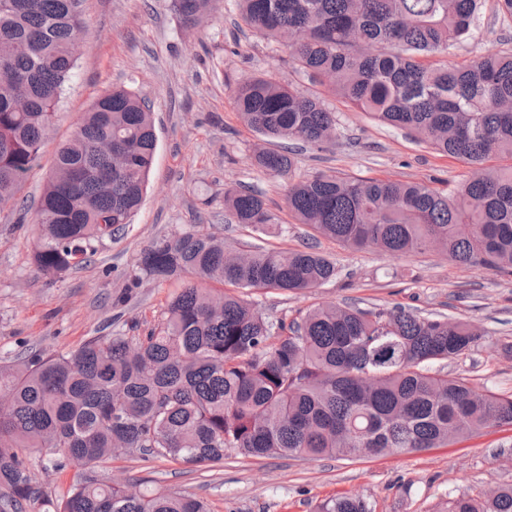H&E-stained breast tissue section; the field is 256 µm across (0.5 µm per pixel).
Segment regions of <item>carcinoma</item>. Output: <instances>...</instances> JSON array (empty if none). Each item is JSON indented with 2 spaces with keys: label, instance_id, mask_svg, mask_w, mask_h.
I'll return each instance as SVG.
<instances>
[{
  "label": "carcinoma",
  "instance_id": "obj_1",
  "mask_svg": "<svg viewBox=\"0 0 512 512\" xmlns=\"http://www.w3.org/2000/svg\"><path fill=\"white\" fill-rule=\"evenodd\" d=\"M245 24L267 41L288 34L297 69L354 107L413 132L460 160L471 175L450 192L419 182L317 173L294 179L291 157L255 155L263 171L289 177L286 205L300 224L351 250L396 256L438 248L466 266L512 275V52L466 65L433 66L432 54L473 40L483 0H237ZM80 0H0V200L16 198L37 166L56 106L75 67L72 28ZM196 25L212 0H174ZM240 118L264 137L321 146L336 113L319 96L269 75L234 90ZM112 141L111 165L97 145ZM157 148L150 106L125 88L98 97L56 151L35 222L33 263L59 275L86 260L141 206ZM230 220L265 234L275 222L263 196L227 185ZM143 278L190 274L161 323L142 336L117 331L75 351L0 363V512H27L42 498L28 448L55 467H77L54 512H208L170 488L138 489L85 474L122 442L132 453L193 466L252 457L363 455L443 448L486 428L512 425V396L476 390L433 365L469 352L483 332L402 307L318 305L275 323L247 290L307 292L340 278L310 247L228 249L185 232L141 253ZM219 281L240 294L204 286ZM320 512H372L339 496ZM446 512H512V487L463 493Z\"/></svg>",
  "mask_w": 512,
  "mask_h": 512
}]
</instances>
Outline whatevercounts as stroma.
<instances>
[{
	"mask_svg": "<svg viewBox=\"0 0 512 512\" xmlns=\"http://www.w3.org/2000/svg\"><path fill=\"white\" fill-rule=\"evenodd\" d=\"M86 30L40 159L20 195L23 205L0 206V360L34 352L65 353L95 336L164 316L184 282L144 281L126 302L127 282L139 272L143 249L187 231L222 237L226 247L245 242L268 248L312 243L336 262L340 278L298 294L256 291L251 298L270 319H292L320 304L415 308L425 316L466 321L483 333L477 346L445 363L448 373L495 393L512 394V276L457 264L438 251L393 256L352 251L313 235L285 203L286 181L253 163L263 137L248 127L233 103L243 78L266 74L317 94L335 112V140L317 148L294 146L293 174L341 172L357 178L413 181L445 190L470 173L459 160L416 142L403 129L372 120L327 87L295 69L289 49L254 36L236 0H214L207 22L187 25L173 0H82ZM512 50V20L484 0L477 37L434 65H462L474 57ZM123 87L153 108L158 145L146 198L125 232L105 240L90 260L61 276L39 273L32 260L34 223L58 145L70 137L93 99ZM260 193L288 231L268 237L232 223L224 186ZM31 475L48 499L35 512H53L75 466L55 468L49 455L32 453ZM92 477L142 488L164 486L203 499L209 512H317L339 495L364 498L372 512H442L448 499L512 485V426L494 427L448 445L380 458H254L229 450L221 462L196 467L163 457L122 452L92 469Z\"/></svg>",
	"mask_w": 512,
	"mask_h": 512,
	"instance_id": "1",
	"label": "stroma"
}]
</instances>
